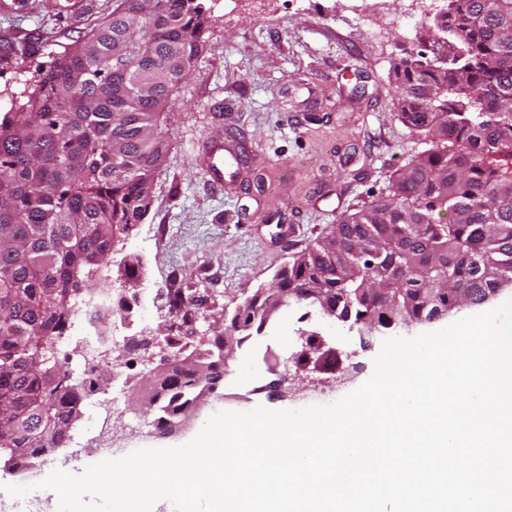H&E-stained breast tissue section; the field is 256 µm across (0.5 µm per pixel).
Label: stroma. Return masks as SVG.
<instances>
[{
	"mask_svg": "<svg viewBox=\"0 0 512 512\" xmlns=\"http://www.w3.org/2000/svg\"><path fill=\"white\" fill-rule=\"evenodd\" d=\"M52 0H27L0 14V116L23 103L37 71L76 40L112 0H91L80 19L61 20ZM435 0H213L203 51L169 110L171 148L157 173L145 219L109 256L117 277L126 255L142 260L140 285L156 307L140 312L156 336L185 324L208 331L218 313L268 285L294 254L329 233L342 215L385 194L391 173L428 150L424 134L403 124L393 68L406 47L431 49L419 21ZM235 146L240 176L212 189L199 166L202 147ZM314 331L363 369L332 388L312 373L284 400L265 392L272 376L264 352L286 357L299 330ZM381 341L360 346L349 324L302 307L283 311L237 350L206 403L171 436L156 434L154 413L120 431L123 445H183L215 412L299 409L327 404L368 380Z\"/></svg>",
	"mask_w": 512,
	"mask_h": 512,
	"instance_id": "stroma-1",
	"label": "stroma"
}]
</instances>
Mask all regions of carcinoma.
Instances as JSON below:
<instances>
[{
  "instance_id": "carcinoma-1",
  "label": "carcinoma",
  "mask_w": 512,
  "mask_h": 512,
  "mask_svg": "<svg viewBox=\"0 0 512 512\" xmlns=\"http://www.w3.org/2000/svg\"><path fill=\"white\" fill-rule=\"evenodd\" d=\"M207 0H112L0 119V461L12 471L66 444L82 383L56 342L140 223L169 152L163 116L203 51ZM438 29L452 60L407 51L394 68L402 122L432 149L397 169L388 194L224 312L239 346L274 322L269 301L346 311L386 330L464 296L481 306L512 281V0H448ZM124 168L122 175L116 174ZM170 358L151 387L156 428L192 409L224 372L223 337Z\"/></svg>"
}]
</instances>
